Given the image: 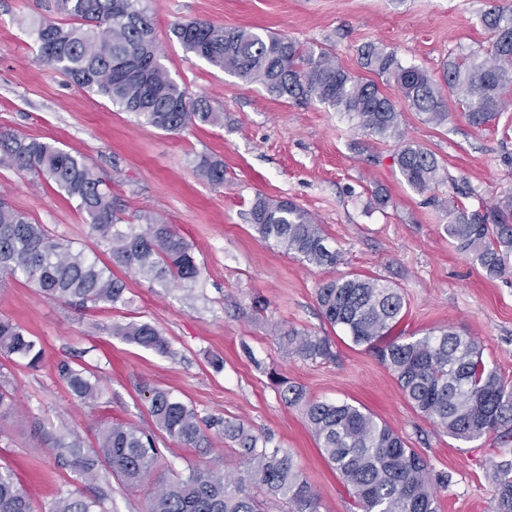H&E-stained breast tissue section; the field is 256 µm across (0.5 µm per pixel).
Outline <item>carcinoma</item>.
<instances>
[{"instance_id":"obj_1","label":"carcinoma","mask_w":512,"mask_h":512,"mask_svg":"<svg viewBox=\"0 0 512 512\" xmlns=\"http://www.w3.org/2000/svg\"><path fill=\"white\" fill-rule=\"evenodd\" d=\"M56 9L71 23L33 20L29 35L38 44L41 61L75 86L171 133L220 122V113L206 97L189 94L160 63L153 18L142 0H56ZM481 22L491 40L484 55L448 62L438 79L403 66L395 53L373 44L360 49V64L394 83L405 106L425 122L445 123L451 99L469 125L480 129L509 108L504 94L512 85V3L493 4ZM171 34L185 51L260 85L272 96L298 104L318 102L350 114L356 127L371 136L397 140L393 162L415 192L430 193L448 178L431 150L404 135L399 106L375 81L359 79L343 68L330 50L316 51L292 39L202 20L176 23ZM0 166L53 183L86 214L90 234L105 246L111 261L102 265L97 255L73 250L0 199L1 274L79 305L114 308L126 302V283L112 273L114 266L193 293L201 269L192 245L153 215H139L135 224L121 223L111 188L83 157L52 142L0 130ZM194 170L210 184L224 185V164L211 156H196ZM249 219L262 240L288 255L318 267H334L339 261L322 225L289 198L256 197ZM446 232L457 251L486 276L512 277V195L482 209L454 210ZM316 302L322 317L344 330L353 344L378 351L406 401L449 437L466 442L495 433L512 437V378L486 365L473 337L453 327L417 338L392 335L405 315L403 294L367 275L322 282ZM112 335L146 350L170 353L168 339L148 322L114 323ZM279 339L305 359L334 357L327 336L282 328ZM0 355L35 368L43 350L18 324L0 318ZM57 371L79 401L94 404L102 398L93 372L66 361ZM279 385L282 401L301 412L360 512H439L436 482L426 460L397 431L352 403L313 399L297 385ZM141 394L156 431L104 420L95 429L92 448L74 430L45 431L51 447L61 449L57 465L75 475L77 486L45 511L31 500L12 470L0 469V512H107L105 490L89 495L80 489L105 474L129 491L151 482L147 512H262L263 502L251 491L253 483L288 505V512H319V499L289 452L269 447V439L241 423L221 418L202 422L192 405L166 389L146 385ZM211 428L237 445L243 472L196 468L185 478H151L160 460L156 433L183 447L206 448ZM492 466L496 492L491 512H512V448L499 449Z\"/></svg>"}]
</instances>
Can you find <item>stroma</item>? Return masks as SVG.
Instances as JSON below:
<instances>
[{
	"instance_id": "1",
	"label": "stroma",
	"mask_w": 512,
	"mask_h": 512,
	"mask_svg": "<svg viewBox=\"0 0 512 512\" xmlns=\"http://www.w3.org/2000/svg\"><path fill=\"white\" fill-rule=\"evenodd\" d=\"M154 19L160 61L189 92L208 97L224 114L220 125L169 133L97 95L79 89L52 66L36 61L26 31L35 18L55 17L54 0H0V130L84 156L104 177L118 214L161 216L192 245L201 266L194 299L176 286L127 278V305L108 309L46 297L34 285L0 279V317L39 341L44 358L30 368L0 357V385L16 412L0 422V466L13 468L33 500L49 506L73 486L58 467V449L44 429L74 430L93 441L95 423L118 418L153 423L142 385L167 389L202 417L243 423L290 451L320 502V512H359L317 447L301 413L286 406L278 380L320 400L363 407L399 432L426 459L441 512H489L494 494L483 437L463 442L416 412L374 351L331 328L315 299L318 283L351 273L399 287L405 315L396 331L421 336L452 326L474 336L487 365L512 377V278H488L450 243L448 212L429 204L393 163L397 143L357 129L354 120L319 103L269 96L259 85L225 74L186 52L170 37L173 23L206 20L295 39L331 50L349 72L369 78L359 49L368 43L395 52L404 66L431 75L450 58L484 54L489 34L481 14L493 0H144ZM406 136L432 150L450 177L438 189L451 204L475 210L512 194V126L506 120L471 127L457 107L433 125L402 112ZM204 153L224 163L223 187L193 168ZM389 198L375 205L374 192ZM290 197L322 224L339 253L335 267H315L262 241L248 211L256 195ZM0 197L30 222L74 248L103 252L86 216L44 179L0 166ZM158 327L173 350L163 356L111 332L113 323ZM284 325L330 337L331 360H307L274 335ZM88 366L105 394L97 407L81 404L58 376L61 361ZM159 472L188 475L218 466L242 471L230 440L212 434L206 448L159 443Z\"/></svg>"
}]
</instances>
